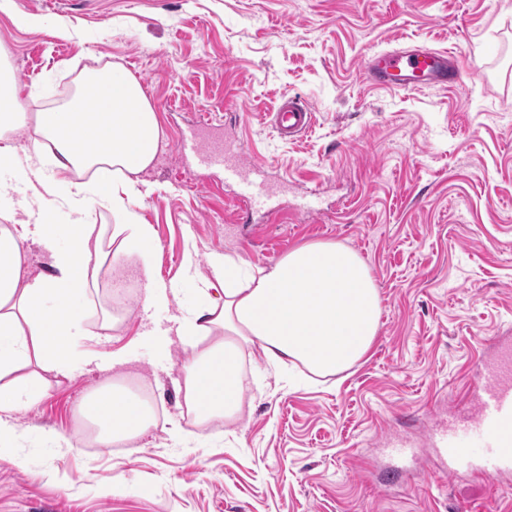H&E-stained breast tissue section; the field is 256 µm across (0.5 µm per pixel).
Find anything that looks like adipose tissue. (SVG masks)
<instances>
[{"label":"adipose tissue","instance_id":"ef3b65f1","mask_svg":"<svg viewBox=\"0 0 512 512\" xmlns=\"http://www.w3.org/2000/svg\"><path fill=\"white\" fill-rule=\"evenodd\" d=\"M15 81L0 68V166L43 184L60 176L109 166L108 178L75 184L76 214L70 247L55 246L53 227L16 228L12 211L0 208V413L38 399L32 383L10 375L29 358L62 365L79 335L75 302L104 262L135 256L150 267L157 241L133 205L141 195L134 175L154 159L160 140L156 113L137 80L118 70L92 72L65 107L35 115L34 147L18 154L10 135L24 121ZM101 202L121 213L112 231L117 244L104 251L89 224V206ZM36 236L53 251L54 272L20 284L21 243ZM223 302L205 304L179 320L176 333L191 353L184 362L183 397L197 424L234 417L241 403L237 350L257 348L270 366L302 365L321 376L340 374L360 362L380 328L381 299L367 264L353 250L327 241L291 250L266 266L244 267L215 258ZM89 419L108 417L96 443L137 437L155 426L144 404L117 386L89 394L80 405Z\"/></svg>","mask_w":512,"mask_h":512}]
</instances>
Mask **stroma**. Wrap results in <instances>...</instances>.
<instances>
[{"instance_id":"stroma-1","label":"stroma","mask_w":512,"mask_h":512,"mask_svg":"<svg viewBox=\"0 0 512 512\" xmlns=\"http://www.w3.org/2000/svg\"><path fill=\"white\" fill-rule=\"evenodd\" d=\"M409 43L458 52L470 77L414 91L364 79L369 55ZM0 60L29 117L12 136L20 153L31 115L68 101L86 70L140 82L162 138L138 174L149 191L136 210L157 237L150 274L178 290L144 308L140 266L105 264L78 301L69 366L18 369L44 393L6 416L18 435L0 458V512H512V474L412 481L417 459L385 446L428 449L468 404L483 341L512 331V0H9ZM285 96L314 111L292 142L269 123ZM203 118L282 185L269 207H241L222 170L180 156ZM0 182L15 223L36 224L23 204L43 187ZM318 241L356 251L375 279L382 316L368 355L288 387L243 349L240 412L198 427L179 339L161 351L147 329H175L220 298L201 293L212 258L266 266ZM118 352L130 364L113 367ZM117 378L148 396L158 425L92 447L76 410ZM172 420L183 440L165 430Z\"/></svg>"}]
</instances>
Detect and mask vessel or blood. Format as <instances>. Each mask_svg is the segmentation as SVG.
Returning <instances> with one entry per match:
<instances>
[{
	"mask_svg": "<svg viewBox=\"0 0 512 512\" xmlns=\"http://www.w3.org/2000/svg\"><path fill=\"white\" fill-rule=\"evenodd\" d=\"M368 81L396 90H417L462 83L467 75L461 57L427 48L394 49L373 54L365 67ZM314 114L303 100L291 97L274 115L281 138L307 133ZM205 164L223 169L225 185L235 187L240 202L258 204L275 189L258 167L246 164L236 146L221 140L201 155ZM432 455L442 474L454 478L483 454L484 475L496 478L512 472V336L488 340L475 364L471 403L448 417L431 439Z\"/></svg>",
	"mask_w": 512,
	"mask_h": 512,
	"instance_id": "b4317fda",
	"label": "vessel or blood"
}]
</instances>
